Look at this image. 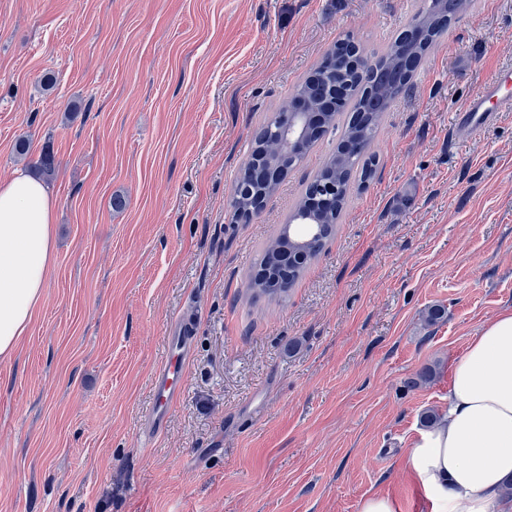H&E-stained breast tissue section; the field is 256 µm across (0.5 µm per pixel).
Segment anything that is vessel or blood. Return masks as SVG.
<instances>
[{"label": "vessel or blood", "instance_id": "obj_1", "mask_svg": "<svg viewBox=\"0 0 512 512\" xmlns=\"http://www.w3.org/2000/svg\"><path fill=\"white\" fill-rule=\"evenodd\" d=\"M512 112V69L499 74L471 95L454 114L457 130L477 136L483 133L499 113ZM193 338L182 323H173L165 338L167 355L151 381L152 397L144 414L147 434L162 433L169 422L172 406L185 389V363Z\"/></svg>", "mask_w": 512, "mask_h": 512}]
</instances>
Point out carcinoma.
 <instances>
[{
    "instance_id": "cac0c4a2",
    "label": "carcinoma",
    "mask_w": 512,
    "mask_h": 512,
    "mask_svg": "<svg viewBox=\"0 0 512 512\" xmlns=\"http://www.w3.org/2000/svg\"><path fill=\"white\" fill-rule=\"evenodd\" d=\"M470 4L471 0H423L408 29L392 39L384 50L369 56L358 53L351 67L336 63L329 52L320 66L295 88L294 93L305 97L314 111L324 113L323 123L311 133L312 145L335 127L339 113L329 111L331 99L336 96L345 100L348 118L336 151L326 159L295 208L297 212L305 208L317 186L330 185L336 189V212L318 214L322 232L302 246L306 257L297 265L287 267L282 259L285 250H297L295 238L285 231L279 233L263 251L259 268L249 281L254 296L277 297L288 293L307 265L321 253L335 231L353 183L364 186L375 173L377 160L370 148L384 114L407 91L423 56L446 33L454 17ZM277 119L276 115L269 119L253 139L250 166L242 171L240 186L230 202L239 219L249 220L257 215L286 176L283 162L272 156L266 145Z\"/></svg>"
}]
</instances>
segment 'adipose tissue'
<instances>
[{"instance_id":"1","label":"adipose tissue","mask_w":512,"mask_h":512,"mask_svg":"<svg viewBox=\"0 0 512 512\" xmlns=\"http://www.w3.org/2000/svg\"><path fill=\"white\" fill-rule=\"evenodd\" d=\"M57 200L17 173L0 181V360L11 359L44 301L55 263ZM431 512H512V309L482 327L452 365L440 422L407 457Z\"/></svg>"}]
</instances>
